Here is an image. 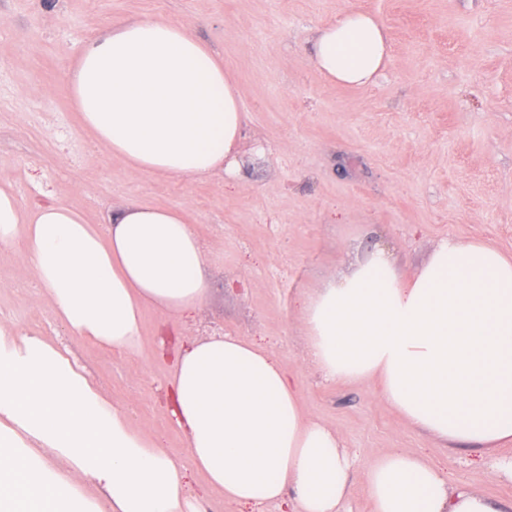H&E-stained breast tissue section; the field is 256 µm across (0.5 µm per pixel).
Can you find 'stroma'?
<instances>
[{
	"mask_svg": "<svg viewBox=\"0 0 512 512\" xmlns=\"http://www.w3.org/2000/svg\"><path fill=\"white\" fill-rule=\"evenodd\" d=\"M375 15L390 62L376 84L330 83L310 40L344 10ZM164 17L224 58L246 114L232 185L131 172L83 131L63 84L84 42L111 24ZM0 184L22 205L54 197L106 223L138 202L182 210L210 255L209 295L185 334L224 332L296 369L305 410L353 461L345 512H373L360 473L379 448L416 451L495 500L512 482L406 425L374 382L332 384L304 360L299 299L382 247L412 272L442 237L512 254V0H0ZM33 275L0 253V320L65 340L136 427L187 459L148 360L162 321L146 311L142 354L65 337Z\"/></svg>",
	"mask_w": 512,
	"mask_h": 512,
	"instance_id": "1",
	"label": "stroma"
}]
</instances>
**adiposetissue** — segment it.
<instances>
[{"label": "adipose tissue", "instance_id": "obj_1", "mask_svg": "<svg viewBox=\"0 0 512 512\" xmlns=\"http://www.w3.org/2000/svg\"><path fill=\"white\" fill-rule=\"evenodd\" d=\"M311 59L332 83L371 86L389 61L387 33L344 12L317 28ZM64 82L83 128L129 168L227 174L244 126L237 85L182 24L114 25L84 43ZM10 250L62 329L118 353H141L145 310L173 322L209 294V254L178 209L134 203L91 224L63 201L24 206L0 187V252ZM299 317L326 381H377L408 426L490 455L494 475L512 480V458L494 455L512 446V256L445 237L403 276L377 249L304 296ZM169 351L165 402L185 461L136 430L52 340L0 322V512H207L214 490L236 505L287 496L293 512H340L350 459L339 433L304 411L294 369L230 334ZM189 463L204 477L195 491ZM363 478L373 512H512L410 451L377 450Z\"/></svg>", "mask_w": 512, "mask_h": 512}]
</instances>
